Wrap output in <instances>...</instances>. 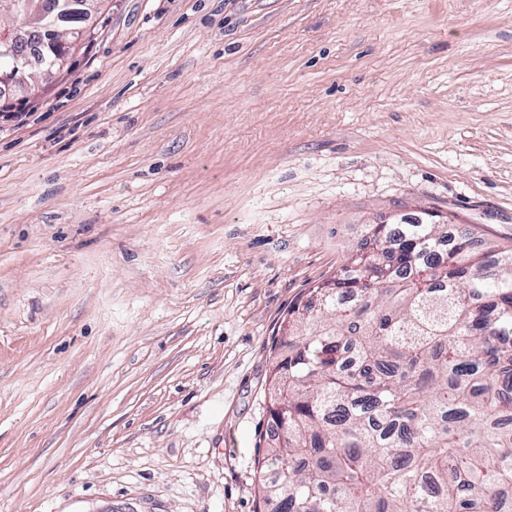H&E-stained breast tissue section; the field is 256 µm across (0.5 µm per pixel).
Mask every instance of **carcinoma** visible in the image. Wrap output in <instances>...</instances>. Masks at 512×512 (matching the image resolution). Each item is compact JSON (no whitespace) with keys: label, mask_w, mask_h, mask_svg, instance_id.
Instances as JSON below:
<instances>
[{"label":"carcinoma","mask_w":512,"mask_h":512,"mask_svg":"<svg viewBox=\"0 0 512 512\" xmlns=\"http://www.w3.org/2000/svg\"><path fill=\"white\" fill-rule=\"evenodd\" d=\"M368 224L288 314L256 512H500L512 489V249Z\"/></svg>","instance_id":"cac0c4a2"}]
</instances>
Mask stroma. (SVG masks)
<instances>
[{
  "label": "stroma",
  "instance_id": "35a3bbf8",
  "mask_svg": "<svg viewBox=\"0 0 512 512\" xmlns=\"http://www.w3.org/2000/svg\"><path fill=\"white\" fill-rule=\"evenodd\" d=\"M0 92V512H255L270 348L366 225L512 247V0H101Z\"/></svg>",
  "mask_w": 512,
  "mask_h": 512
}]
</instances>
